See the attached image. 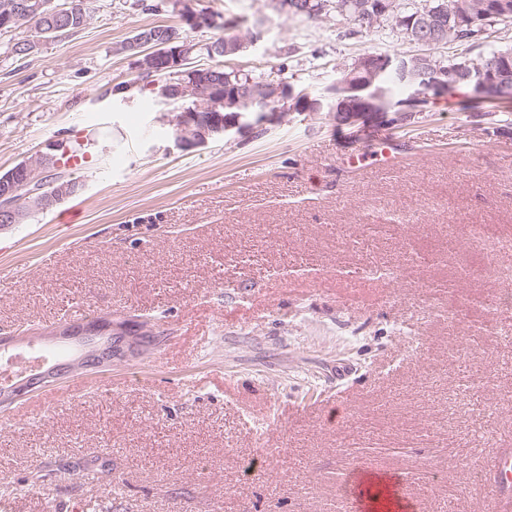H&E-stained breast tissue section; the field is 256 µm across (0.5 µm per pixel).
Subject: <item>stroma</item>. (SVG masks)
I'll return each mask as SVG.
<instances>
[{
  "mask_svg": "<svg viewBox=\"0 0 512 512\" xmlns=\"http://www.w3.org/2000/svg\"><path fill=\"white\" fill-rule=\"evenodd\" d=\"M212 14L195 29L184 8ZM82 28L0 30V174L94 139L77 193L0 231V336L46 339L67 313L165 330L156 354L77 374L0 411V512H498L487 462L512 446V98L436 97L387 129L402 158L335 114H288L176 148L173 103L123 43L170 25L204 45L228 19L264 38L225 66L323 90L337 68L409 43L271 0H90ZM36 44L24 58L7 46ZM128 84L127 94H114ZM358 283H350L351 273ZM111 478L83 480L91 463ZM35 469L51 471L26 483Z\"/></svg>",
  "mask_w": 512,
  "mask_h": 512,
  "instance_id": "obj_1",
  "label": "stroma"
}]
</instances>
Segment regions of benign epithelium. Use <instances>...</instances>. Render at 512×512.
Here are the masks:
<instances>
[{
	"mask_svg": "<svg viewBox=\"0 0 512 512\" xmlns=\"http://www.w3.org/2000/svg\"><path fill=\"white\" fill-rule=\"evenodd\" d=\"M493 13L496 5L488 0H451L448 13L466 16L471 9ZM57 12L52 0H15L5 7L0 6V28L38 27L42 19ZM185 21L194 28L210 27L214 17L205 12L185 9ZM261 38V24H256L249 34L239 36L224 44V55H236ZM195 50L194 45L170 32L156 44V50L143 55L139 60L144 75L167 74L161 83L159 95L173 102H189L191 106L174 113L171 125L176 131L175 143L179 147L203 145L208 139L225 138L233 134H244L265 124L280 121L288 110L313 112L315 105L304 94H296L284 84L276 85L259 96L239 88L231 95L224 94V75L213 67L186 69V62ZM392 67L402 78L409 76L408 64L391 59L363 55L350 68H343L344 75L336 85L331 111H342L349 122L356 123L365 115L384 118L387 116L382 101L372 96L366 100L350 95L360 86L374 83L381 69ZM461 80L475 81L474 89L480 94L505 96L512 91V82L503 77L489 80L482 69L477 68ZM233 109L235 115L224 120V110ZM65 143L52 147V152L18 164L14 169L0 174V228L23 223L27 210L20 206L24 202L30 207L47 209L71 195L73 184L60 174L57 153L63 151ZM112 320L105 319L93 326L83 324L74 327L66 323L53 330L56 338L71 344L76 350V359L62 363H48L37 359L16 379L0 389V406L10 407L20 399L49 386L58 384L78 370L109 368L116 361H125L140 354V343L127 340L117 353L112 352Z\"/></svg>",
	"mask_w": 512,
	"mask_h": 512,
	"instance_id": "obj_1",
	"label": "benign epithelium"
}]
</instances>
